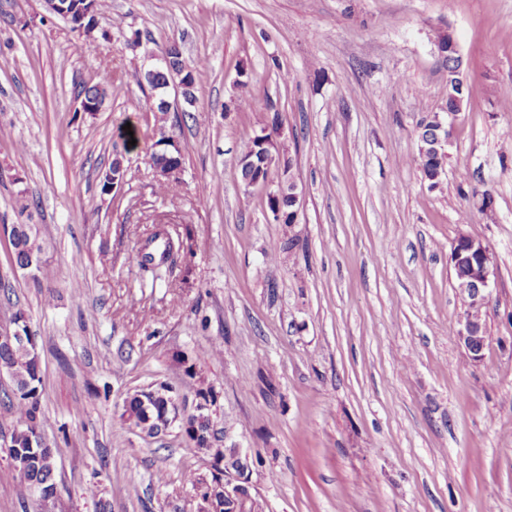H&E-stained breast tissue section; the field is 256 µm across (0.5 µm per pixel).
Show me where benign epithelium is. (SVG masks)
I'll return each instance as SVG.
<instances>
[{
  "mask_svg": "<svg viewBox=\"0 0 512 512\" xmlns=\"http://www.w3.org/2000/svg\"><path fill=\"white\" fill-rule=\"evenodd\" d=\"M46 10L54 14L60 12L67 16L74 30L85 33L97 27L98 9L97 0H83L78 8H67V0H44ZM178 44L171 45L162 55L161 65L156 70L169 74V86L175 91V97H186L190 88V77L187 69L176 63ZM464 100L456 98L446 112L438 114L439 129L444 136L437 140V150H447L451 143L455 122L463 111ZM126 170L123 162L112 165V170L106 174L102 184V190L109 192L120 189L125 184ZM11 238L16 245V250L25 255L24 269L29 271L32 277H37V271L44 266V249L33 240L26 224H13L10 228ZM450 261L453 268L464 266L469 269L466 279L457 288L465 291L470 299L469 308L460 320L461 328L457 332V339L464 345L472 358L478 359L486 346L484 324L473 314V309L485 303L487 290L493 274V257L488 246L480 239L470 235H460V243L453 246ZM0 345L10 348L20 347L30 353H37L36 338L30 332L26 319L17 315L7 321H0ZM143 399L144 408L149 409L153 403L164 400L167 402L168 420L159 419L155 422L154 433L161 434L166 431V424L173 423L183 418H199L210 414L211 401L201 400L194 411L183 416L172 387L162 390L155 386L145 391ZM5 448L9 461L13 468L25 475L28 469V459L23 453L14 450L16 444L7 439L0 444ZM223 471L222 484L224 486V508L230 512H250L249 503L257 496L255 486L251 482L249 453L232 444L224 448V459L220 462Z\"/></svg>",
  "mask_w": 512,
  "mask_h": 512,
  "instance_id": "1",
  "label": "benign epithelium"
}]
</instances>
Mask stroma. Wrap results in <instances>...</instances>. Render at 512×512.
I'll list each match as a JSON object with an SVG mask.
<instances>
[{
  "mask_svg": "<svg viewBox=\"0 0 512 512\" xmlns=\"http://www.w3.org/2000/svg\"><path fill=\"white\" fill-rule=\"evenodd\" d=\"M108 2L86 55L43 0H0V319L23 311L36 337L49 512H198L187 477L208 464L181 425L148 437L122 417L162 382L193 409L189 366L263 512H512V0ZM449 33L469 95L434 189L417 131L445 103ZM173 42L206 69L165 118L183 169L162 193L145 157L161 93L135 75ZM107 74L117 89L82 111L78 86ZM276 116L300 193L289 225L267 205L278 176L236 174ZM127 124L140 146L106 192ZM20 223L42 228L52 281L14 269ZM157 230L181 249L155 283L131 256ZM462 234L496 260L477 361L456 341ZM35 508L0 447V512Z\"/></svg>",
  "mask_w": 512,
  "mask_h": 512,
  "instance_id": "35a3bbf8",
  "label": "stroma"
}]
</instances>
